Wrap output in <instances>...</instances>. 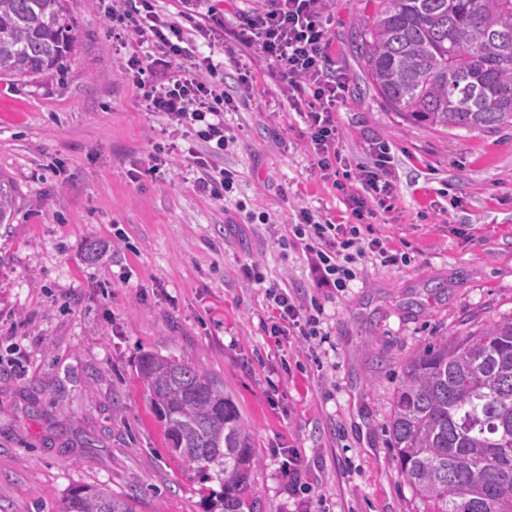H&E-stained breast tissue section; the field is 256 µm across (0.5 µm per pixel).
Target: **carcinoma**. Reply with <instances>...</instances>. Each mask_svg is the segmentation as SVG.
Listing matches in <instances>:
<instances>
[{
    "label": "carcinoma",
    "mask_w": 512,
    "mask_h": 512,
    "mask_svg": "<svg viewBox=\"0 0 512 512\" xmlns=\"http://www.w3.org/2000/svg\"><path fill=\"white\" fill-rule=\"evenodd\" d=\"M357 49L403 122L493 132L512 126V0H379ZM69 0H0V76L56 70L74 46ZM15 193L0 176V224ZM140 377L173 453L219 490L206 512H262L257 461L238 403L201 366L144 352ZM391 447L422 512H512V318L446 336L403 367ZM62 512H135L131 498L72 487Z\"/></svg>",
    "instance_id": "obj_1"
}]
</instances>
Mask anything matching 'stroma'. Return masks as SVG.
<instances>
[{
    "mask_svg": "<svg viewBox=\"0 0 512 512\" xmlns=\"http://www.w3.org/2000/svg\"><path fill=\"white\" fill-rule=\"evenodd\" d=\"M65 66L0 78V174L16 189L0 226V512H61L68 490L97 484L136 512H204L210 485L171 453L138 374L142 353L191 361L221 379L252 433L263 512H417L390 446L404 364L443 336L512 318V126L492 133L409 126L373 91L355 48L375 0H331L326 54L345 79L334 119L350 171L390 146V212L361 225L400 255L358 258L348 288L319 286L299 245L281 246L298 208L350 223L346 194L317 166L305 114L279 75L240 41L250 0H220L224 40L207 46L198 16L156 0L226 92L250 95L224 124L236 143L219 167L236 190L196 188L194 137L121 72L132 45L112 34V0H71ZM175 144L152 170L156 147ZM267 211L275 225L251 222ZM106 246L102 260L86 248ZM257 263V284L242 266ZM277 284L318 333L274 337ZM300 456L302 490L282 464Z\"/></svg>",
    "mask_w": 512,
    "mask_h": 512,
    "instance_id": "1",
    "label": "stroma"
}]
</instances>
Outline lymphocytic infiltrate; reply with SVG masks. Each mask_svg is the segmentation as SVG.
Here are the masks:
<instances>
[{"mask_svg":"<svg viewBox=\"0 0 512 512\" xmlns=\"http://www.w3.org/2000/svg\"><path fill=\"white\" fill-rule=\"evenodd\" d=\"M327 0H265L262 7L241 16V37L255 47L279 72L289 104L301 107L305 94H312L317 109L307 118L311 140L318 155V166L328 171L339 153L332 112L344 84L328 67ZM111 18L128 34L146 38L152 45L149 55L131 54L124 74L144 86L148 108L163 113L170 126L187 132L204 143L205 150L192 153L191 164L199 173L197 187L212 199L221 200L233 190L230 172L215 166L234 138L224 127V108L234 98L225 94L215 81V66L210 58L189 59L184 33L175 23L160 15L154 0H142L137 13L113 4ZM386 147H378L372 167L361 169L356 178L365 197H351L354 225L323 221L318 213L301 209L293 233L310 255L320 285L346 287L354 277L349 264L354 255L371 252L381 263H395V256L378 240L360 244L359 223L388 210L393 185L388 178Z\"/></svg>","mask_w":512,"mask_h":512,"instance_id":"1","label":"lymphocytic infiltrate"}]
</instances>
